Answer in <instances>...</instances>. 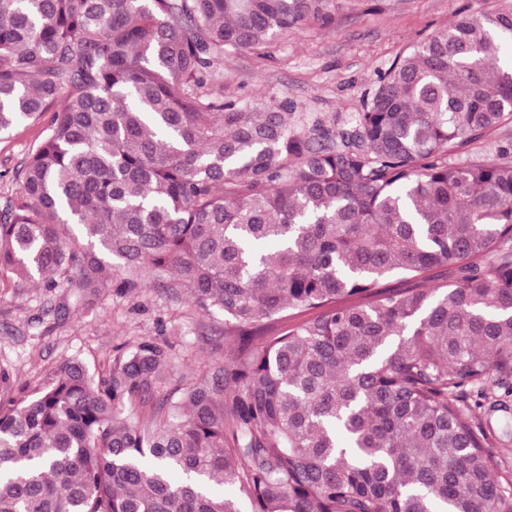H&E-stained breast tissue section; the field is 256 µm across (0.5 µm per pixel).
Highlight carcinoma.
Here are the masks:
<instances>
[{
	"instance_id": "obj_1",
	"label": "carcinoma",
	"mask_w": 512,
	"mask_h": 512,
	"mask_svg": "<svg viewBox=\"0 0 512 512\" xmlns=\"http://www.w3.org/2000/svg\"><path fill=\"white\" fill-rule=\"evenodd\" d=\"M336 8L0 0V133L52 111L0 211V283L91 307L152 278L237 342L160 400L151 338L0 392V512H512L490 468L512 446V149L448 162L512 121V9L409 47L335 128L224 99L225 51Z\"/></svg>"
}]
</instances>
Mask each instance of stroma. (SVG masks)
I'll list each match as a JSON object with an SVG mask.
<instances>
[{"label":"stroma","instance_id":"obj_1","mask_svg":"<svg viewBox=\"0 0 512 512\" xmlns=\"http://www.w3.org/2000/svg\"><path fill=\"white\" fill-rule=\"evenodd\" d=\"M507 3L512 0H342L333 26L282 35L268 56L226 53L224 96L251 105L285 99L293 123L330 126L360 110L395 57L428 33L461 14ZM45 127L40 120L0 136V208L19 196L17 172ZM57 305V293L39 283L0 288V367L10 371L12 397L44 386L64 361L97 368L147 338L169 345V382L195 380L236 348L222 315L199 312L185 297L171 299L154 281L124 297L108 296L93 311L61 312Z\"/></svg>","mask_w":512,"mask_h":512}]
</instances>
